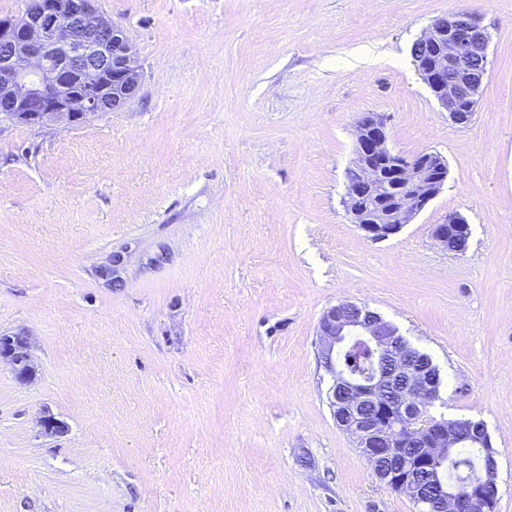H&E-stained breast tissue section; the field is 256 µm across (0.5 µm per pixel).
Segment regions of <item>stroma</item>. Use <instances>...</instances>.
Masks as SVG:
<instances>
[{
	"instance_id": "stroma-1",
	"label": "stroma",
	"mask_w": 512,
	"mask_h": 512,
	"mask_svg": "<svg viewBox=\"0 0 512 512\" xmlns=\"http://www.w3.org/2000/svg\"><path fill=\"white\" fill-rule=\"evenodd\" d=\"M96 5L135 46V98L0 123V336L34 366L0 363V512H418L329 407L318 324L343 300L431 357L429 417L485 424L512 512V0ZM458 9L492 34L465 127L410 54ZM364 112L448 164L384 241L340 204ZM451 212L459 254L432 236ZM27 348V341L23 336H10L9 339L0 346V361H7L11 365L16 378L21 382L30 379L33 375ZM19 357H23L27 363L29 367L27 371L20 372L18 370L19 362L17 359Z\"/></svg>"
}]
</instances>
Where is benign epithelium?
I'll list each match as a JSON object with an SVG mask.
<instances>
[{"label":"benign epithelium","instance_id":"1","mask_svg":"<svg viewBox=\"0 0 512 512\" xmlns=\"http://www.w3.org/2000/svg\"><path fill=\"white\" fill-rule=\"evenodd\" d=\"M488 28L475 12L459 10L434 19L416 42L423 51L413 64L437 104L457 126L469 125L488 77ZM81 65L95 76L83 92L65 93L67 75ZM141 73L136 49L123 29L94 6V0H30L21 21L0 19V108L10 118L42 125L77 122L114 112L139 90ZM388 117L361 114L356 122L354 168L359 184L346 189L343 207L351 223L374 240H386L412 223L448 180L444 158L429 152L408 156L389 146ZM390 178L398 193L386 218L372 220L350 208V196L373 193ZM466 221L450 213L434 226L443 246L461 238ZM320 359L330 376L329 406L337 425L349 433L370 462L376 478L416 505L435 512H486L496 488V451L482 422L461 433L446 421H429L427 408L440 398L439 372L430 358L413 361L415 349L396 326L364 304L343 301L329 307L319 323ZM359 341L391 361L368 376L345 371L340 354L345 344ZM30 362L27 341L11 336L0 345L7 361L24 382L33 370H18V358ZM473 441L488 452L487 469L466 490L439 481L437 502L420 491L419 473L431 469L452 444Z\"/></svg>","mask_w":512,"mask_h":512}]
</instances>
